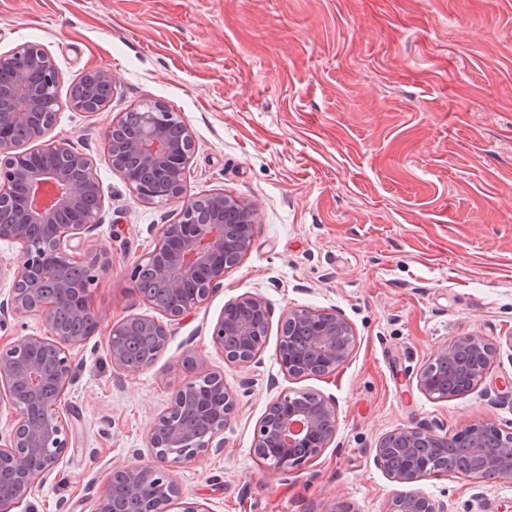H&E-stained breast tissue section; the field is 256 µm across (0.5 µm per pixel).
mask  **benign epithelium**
Here are the masks:
<instances>
[{
	"label": "benign epithelium",
	"instance_id": "1",
	"mask_svg": "<svg viewBox=\"0 0 512 512\" xmlns=\"http://www.w3.org/2000/svg\"><path fill=\"white\" fill-rule=\"evenodd\" d=\"M61 75L51 53L29 43L0 53V240L21 245L19 265L6 270L11 291L0 301V316L36 314L46 336H25L0 347V512L27 498L35 479L48 475L72 445L71 422L61 403L76 379L69 348L98 332L103 315L93 306L99 277L112 265L105 247L82 251L100 224L104 206L95 160L65 141L49 139L60 106ZM115 80L105 68L84 75L72 95L87 113L103 110ZM142 122L115 138L113 121L104 131L106 160L137 197L155 203L153 183L169 187L166 204L179 205L177 219L157 227L154 248L134 263L132 278L154 269L167 291L165 320L139 316L144 332L163 350L172 322L202 305L224 281V274L248 253L257 223L254 204L215 191L186 195V171L196 143L183 117L161 101L141 105ZM43 140L32 149L27 144ZM270 310L259 295L245 293L224 306L213 332V344L224 360L251 364L268 335ZM129 319L112 324L108 353L118 372L148 365L128 361L124 343ZM355 342L351 324L337 310L292 309L281 322L278 360L293 378L336 371L350 358ZM471 386L488 373L496 348L480 336L465 334L440 346L416 375L417 388L429 397L460 395L439 384L434 365L460 353ZM236 397L220 372H208L173 383L170 406L148 430L147 443L161 463L187 465L224 448V428L234 417ZM333 400L311 392L307 401L284 391L268 405L257 427L254 454L265 467L285 472L317 458L336 436ZM480 464L479 478L490 482L512 477V427L476 420L457 433ZM450 437L436 427L403 426L383 436L373 448L374 464L393 482L412 485L432 475L439 449ZM142 502V512H168L180 488L171 471L154 465L129 464L113 469L97 512H115L118 494ZM387 512H448V504L419 491L396 493Z\"/></svg>",
	"mask_w": 512,
	"mask_h": 512
}]
</instances>
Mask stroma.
Here are the masks:
<instances>
[{
  "label": "stroma",
  "instance_id": "obj_1",
  "mask_svg": "<svg viewBox=\"0 0 512 512\" xmlns=\"http://www.w3.org/2000/svg\"><path fill=\"white\" fill-rule=\"evenodd\" d=\"M27 43L61 74L52 138L97 163L104 209L90 242L112 267L93 302L108 320L156 316L130 268L178 212L113 173L112 119L146 100L181 113L196 141L188 195L221 190L258 218L245 260L173 323L151 367L117 374L104 327L72 349L73 446L13 512H95L113 468L152 463L148 428L175 376L218 370L236 396L223 451L176 471L182 498L209 512H387L399 486L371 453L386 433L512 422V0H0V53ZM90 68L116 82L94 114L70 103ZM247 292L271 315L259 357L239 367L212 331ZM302 308L353 327L333 373L281 369V318ZM463 334L498 346L489 373L468 393L425 396L417 372ZM284 390L332 398L336 437L272 472L252 445ZM415 489L449 512H512V479L430 476Z\"/></svg>",
  "mask_w": 512,
  "mask_h": 512
}]
</instances>
